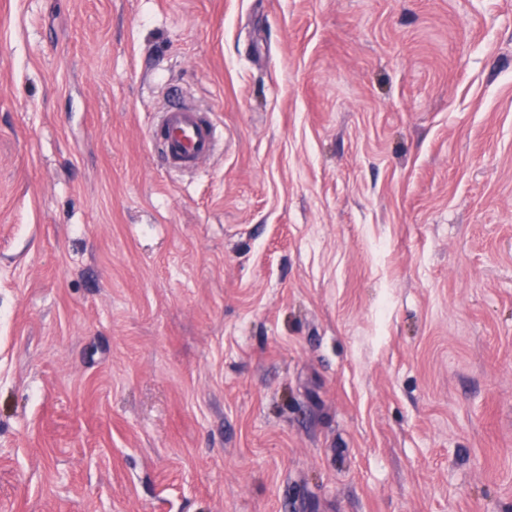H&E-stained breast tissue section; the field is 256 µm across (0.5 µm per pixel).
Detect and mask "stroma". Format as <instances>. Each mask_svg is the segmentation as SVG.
I'll return each instance as SVG.
<instances>
[{
	"label": "stroma",
	"mask_w": 512,
	"mask_h": 512,
	"mask_svg": "<svg viewBox=\"0 0 512 512\" xmlns=\"http://www.w3.org/2000/svg\"><path fill=\"white\" fill-rule=\"evenodd\" d=\"M0 512H512V0H0ZM152 142L158 153L175 169H197L213 153L217 129L193 106L175 100L168 104L157 123Z\"/></svg>",
	"instance_id": "1"
}]
</instances>
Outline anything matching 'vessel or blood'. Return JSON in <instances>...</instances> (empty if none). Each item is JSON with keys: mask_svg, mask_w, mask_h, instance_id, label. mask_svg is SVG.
I'll use <instances>...</instances> for the list:
<instances>
[{"mask_svg": "<svg viewBox=\"0 0 512 512\" xmlns=\"http://www.w3.org/2000/svg\"><path fill=\"white\" fill-rule=\"evenodd\" d=\"M152 142L170 166L192 171L213 154L217 129L202 112L175 100L161 112Z\"/></svg>", "mask_w": 512, "mask_h": 512, "instance_id": "vessel-or-blood-1", "label": "vessel or blood"}]
</instances>
